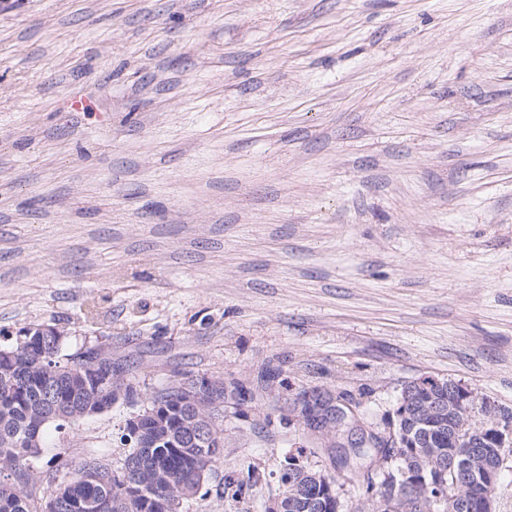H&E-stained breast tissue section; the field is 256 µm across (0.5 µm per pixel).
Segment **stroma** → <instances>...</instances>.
Wrapping results in <instances>:
<instances>
[{
	"label": "stroma",
	"mask_w": 512,
	"mask_h": 512,
	"mask_svg": "<svg viewBox=\"0 0 512 512\" xmlns=\"http://www.w3.org/2000/svg\"><path fill=\"white\" fill-rule=\"evenodd\" d=\"M40 324L136 391L48 429L57 478L220 378L185 512H265L299 448L370 512L298 393L367 433L428 375L512 413V0H0V344Z\"/></svg>",
	"instance_id": "stroma-1"
}]
</instances>
